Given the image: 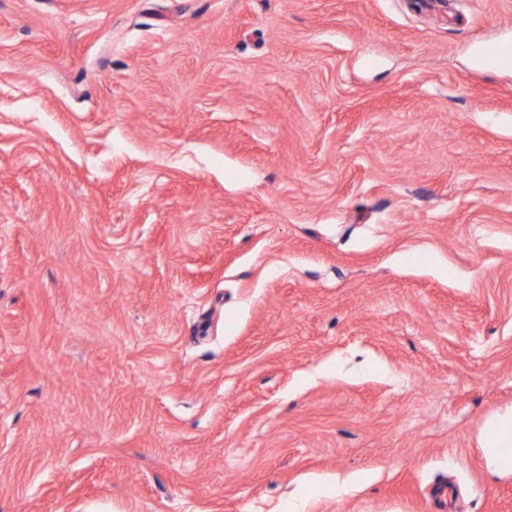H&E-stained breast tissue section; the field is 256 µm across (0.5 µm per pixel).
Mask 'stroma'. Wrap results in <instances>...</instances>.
<instances>
[{
	"label": "stroma",
	"instance_id": "1",
	"mask_svg": "<svg viewBox=\"0 0 512 512\" xmlns=\"http://www.w3.org/2000/svg\"><path fill=\"white\" fill-rule=\"evenodd\" d=\"M512 0H0V512H512ZM496 443L507 445L501 446L509 447L504 449L506 452L512 451V418L510 416H507L496 422L486 433V448H492Z\"/></svg>",
	"mask_w": 512,
	"mask_h": 512
}]
</instances>
